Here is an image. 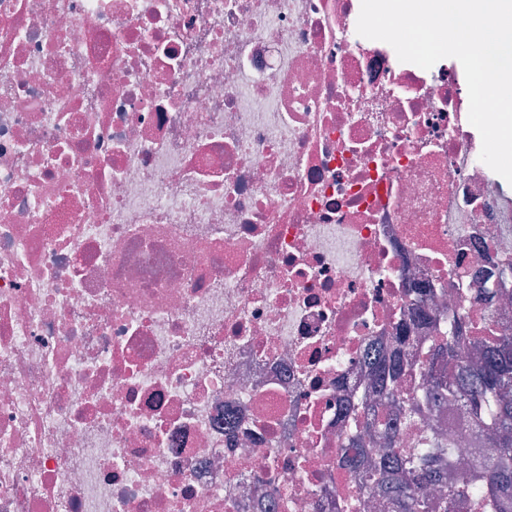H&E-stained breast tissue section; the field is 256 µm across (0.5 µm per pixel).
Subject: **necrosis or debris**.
<instances>
[{
    "mask_svg": "<svg viewBox=\"0 0 512 512\" xmlns=\"http://www.w3.org/2000/svg\"><path fill=\"white\" fill-rule=\"evenodd\" d=\"M360 5L0 0V512H337L368 349L512 333L465 74Z\"/></svg>",
    "mask_w": 512,
    "mask_h": 512,
    "instance_id": "obj_1",
    "label": "necrosis or debris"
}]
</instances>
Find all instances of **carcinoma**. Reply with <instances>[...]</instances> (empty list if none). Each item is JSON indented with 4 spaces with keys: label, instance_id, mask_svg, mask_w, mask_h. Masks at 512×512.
Returning <instances> with one entry per match:
<instances>
[{
    "label": "carcinoma",
    "instance_id": "obj_1",
    "mask_svg": "<svg viewBox=\"0 0 512 512\" xmlns=\"http://www.w3.org/2000/svg\"><path fill=\"white\" fill-rule=\"evenodd\" d=\"M461 336L462 323L454 319L435 343L446 356L443 374L433 377L430 362L423 363L425 386L418 398L400 395L401 356L377 364L380 394L384 401L400 404L410 418L422 400L428 405L465 401L490 453L459 473L447 467L454 455L450 442L432 435L411 448L396 449L393 439L372 424L364 439L389 449L372 465L371 477L383 480V499L391 512H431L435 506L440 512H512V350H507L512 335L500 337L494 346L474 339L476 354L469 362L455 359V342Z\"/></svg>",
    "mask_w": 512,
    "mask_h": 512
}]
</instances>
